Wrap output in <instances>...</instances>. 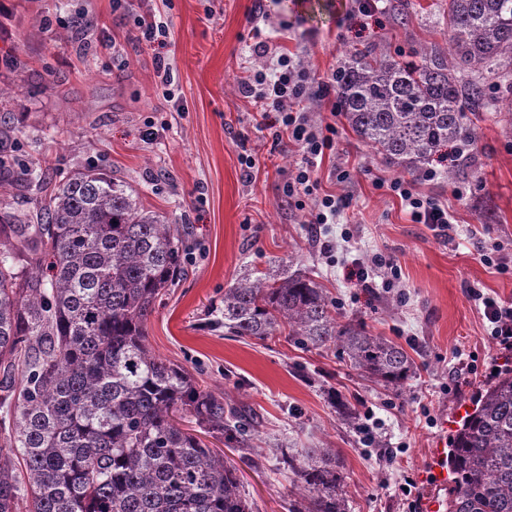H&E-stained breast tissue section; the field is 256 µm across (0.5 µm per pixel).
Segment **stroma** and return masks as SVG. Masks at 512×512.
Masks as SVG:
<instances>
[{
	"label": "stroma",
	"instance_id": "obj_1",
	"mask_svg": "<svg viewBox=\"0 0 512 512\" xmlns=\"http://www.w3.org/2000/svg\"><path fill=\"white\" fill-rule=\"evenodd\" d=\"M256 1L128 0L116 12L110 0H0V157L33 185L47 166L61 181L96 167L134 187L142 207L182 225L190 257L147 321L151 350L256 418L255 447L336 449L350 512H425L441 494L428 476L434 448L451 439L494 368L512 360V350L492 340L479 300L512 302V134L502 121L512 97L476 120L473 166L453 177L440 167L431 181L403 177L334 120L336 95L297 103L310 125L335 123L336 147L314 176L319 194L347 199L334 223L306 224L314 197L299 202L285 193L302 151L262 129L243 82L272 72L281 52L317 82L368 45L447 47L448 0H379L370 17L359 13V0H260L261 18ZM80 13L96 17L111 49L73 24ZM146 13L168 23L166 46L139 39L135 20ZM258 43L268 53L254 54ZM159 56L184 111L156 87ZM151 119L168 127L148 140ZM247 154L255 169L242 165ZM402 179L447 207L450 236L412 221L390 190ZM379 255L397 261L399 277L373 266ZM292 256L344 316L414 358L403 392L363 381L334 349L213 327L210 311L246 271L274 270ZM355 262L370 267L371 288L348 279ZM333 391L356 409L358 426L344 421ZM225 455L257 512H288L291 482L278 458L255 466L233 450Z\"/></svg>",
	"mask_w": 512,
	"mask_h": 512
}]
</instances>
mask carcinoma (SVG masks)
<instances>
[{"mask_svg": "<svg viewBox=\"0 0 512 512\" xmlns=\"http://www.w3.org/2000/svg\"><path fill=\"white\" fill-rule=\"evenodd\" d=\"M448 44L407 55L357 49L336 72L338 110L401 172L473 141L466 113L512 93V0H448ZM35 218L0 210V512H253L235 469L200 432L249 461L255 424L146 344V323L179 279L185 231L142 208L131 186L88 167L43 174ZM265 342L340 350L371 383L402 390L415 362L300 270L249 271L214 325ZM288 512H350L333 448L282 452ZM448 512H512V367L453 435Z\"/></svg>", "mask_w": 512, "mask_h": 512, "instance_id": "cac0c4a2", "label": "carcinoma"}]
</instances>
